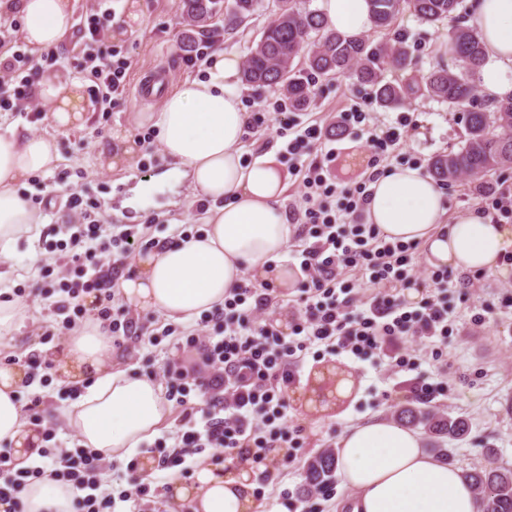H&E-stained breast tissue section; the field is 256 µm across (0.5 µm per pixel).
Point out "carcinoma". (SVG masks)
Masks as SVG:
<instances>
[{
    "label": "carcinoma",
    "instance_id": "obj_1",
    "mask_svg": "<svg viewBox=\"0 0 512 512\" xmlns=\"http://www.w3.org/2000/svg\"><path fill=\"white\" fill-rule=\"evenodd\" d=\"M374 26L387 33L404 12L424 23L436 24L455 17L462 0H368ZM258 0H180L186 22V46L192 31L208 27L224 13L230 22H242L257 10ZM273 19L263 29L242 71V81L253 87L282 93L288 106L306 108L311 87L331 81L353 69L358 83L371 88L376 102L396 107L408 99L422 97L450 107L467 106L463 112L464 143L429 162L430 176L449 184L462 175L473 177L477 186L507 166H512V99L488 110L478 104L476 73L484 59V46L476 30L457 25L448 29L446 47L457 63V71L439 67L419 77L392 82L383 77L384 65L404 71L411 57L399 39L388 37L370 42L361 35L344 34L328 27L315 11H302L293 0H271ZM396 419L420 427L430 445L440 439L461 440L469 434L461 418L440 416L424 406H406ZM336 472V452L330 448L312 457L305 466L302 492L310 494L328 487ZM477 493L479 512H512V468H473L462 473Z\"/></svg>",
    "mask_w": 512,
    "mask_h": 512
}]
</instances>
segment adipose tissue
<instances>
[{
    "instance_id": "1",
    "label": "adipose tissue",
    "mask_w": 512,
    "mask_h": 512,
    "mask_svg": "<svg viewBox=\"0 0 512 512\" xmlns=\"http://www.w3.org/2000/svg\"><path fill=\"white\" fill-rule=\"evenodd\" d=\"M327 25L342 33L371 26L367 0H316ZM485 47L477 72L492 103L512 97V0H469ZM24 19L22 39L34 54L59 49L73 26L74 0H17ZM205 78L183 82L165 96L156 112H140L136 122L158 129L166 157L200 195L212 200L202 236L161 244L140 255L135 277L118 282L122 299L138 309H154L188 323L222 306L244 275L291 287L293 276L279 258L290 227L281 207L285 176L274 153L242 166L235 146L246 123L238 92V61L214 53ZM38 95L52 103L51 118L61 129L80 126L83 96L62 73L43 74ZM61 160L46 136L24 135L0 124V278L20 239H35L41 215L15 191L21 179L48 172ZM366 207L371 223L389 239L419 242L428 263L462 275L493 274L512 252V226L471 211L445 221L440 186L420 170L390 167L372 183ZM112 336L99 322L72 330L55 357L59 375L87 382L80 398L60 418L83 447L108 461L124 459L153 437L167 414L154 380L106 368ZM28 380L25 367L0 366V447L11 449L17 466L36 457L42 440L28 425L17 401ZM337 473L356 490L353 512H477L474 493L445 459L427 452L419 434L397 421L372 417L347 429L337 451ZM255 472L243 463L219 471L205 468L192 484H174L175 501L191 512H261L253 498ZM25 512H73L68 485L36 481L23 490Z\"/></svg>"
}]
</instances>
